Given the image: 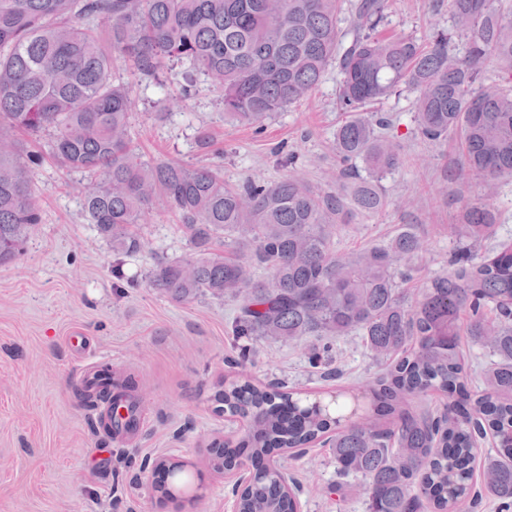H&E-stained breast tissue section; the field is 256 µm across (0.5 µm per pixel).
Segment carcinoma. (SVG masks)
I'll return each instance as SVG.
<instances>
[{"label": "carcinoma", "mask_w": 512, "mask_h": 512, "mask_svg": "<svg viewBox=\"0 0 512 512\" xmlns=\"http://www.w3.org/2000/svg\"><path fill=\"white\" fill-rule=\"evenodd\" d=\"M385 8L386 0L355 4L345 45L341 0H0V263L21 255L41 221L31 167L45 149L95 176L83 213L114 253L145 249L138 225L153 210L180 215L193 255L150 271L171 301L233 298V335L312 339L315 365L352 333L387 362L364 386L365 416L345 425L304 403L285 409V381L224 383V415L248 423L249 437L212 467L258 471L240 491V512H296L297 495L263 460L273 448L300 454L316 444L336 461L325 493L344 499L350 477H360L367 512H456L483 495L512 509V238L477 257L457 247L448 273L427 281L413 304L398 282L426 250L412 225L353 256L333 248L353 213L386 206L379 183L401 167V146L383 134L387 114L361 110L402 89L423 139L461 134L460 177L490 190L512 175V12L493 0H448L465 42L459 55L443 31L419 40L381 30ZM118 57L152 77L185 62L224 91V115L245 124L307 97L336 65L348 117L334 144L351 185H311L290 154L287 177L238 186L211 168L142 159L131 147L132 100L113 74ZM492 59L498 81L487 86ZM497 223L491 204H468L459 235L493 239ZM464 339L492 356L476 388ZM429 392L448 401L421 402ZM488 437L496 455L485 458L476 489L474 462Z\"/></svg>", "instance_id": "carcinoma-1"}]
</instances>
